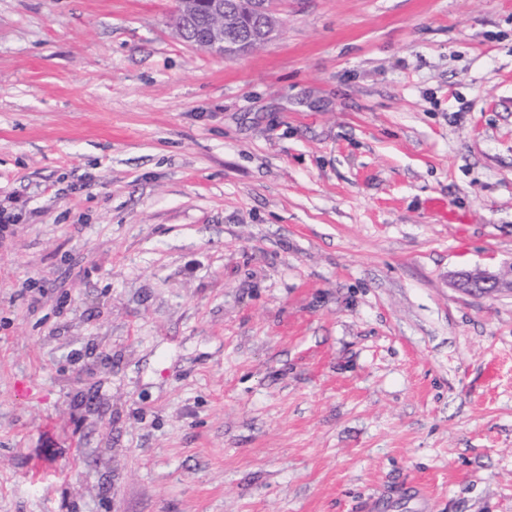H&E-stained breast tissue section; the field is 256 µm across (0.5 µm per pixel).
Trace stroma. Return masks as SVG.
I'll return each mask as SVG.
<instances>
[{
  "label": "stroma",
  "instance_id": "1",
  "mask_svg": "<svg viewBox=\"0 0 512 512\" xmlns=\"http://www.w3.org/2000/svg\"><path fill=\"white\" fill-rule=\"evenodd\" d=\"M0 0V512H512V0ZM238 10L240 15L261 14L266 21V30L275 31L276 21L268 7V2L265 0H237ZM192 44L222 56H236L252 49L250 40L235 43L224 42V33L215 29L192 42ZM481 275L470 277L477 281L481 289H488L491 291L497 289H508L512 291V262L504 263L497 272L488 273L480 272Z\"/></svg>",
  "mask_w": 512,
  "mask_h": 512
}]
</instances>
